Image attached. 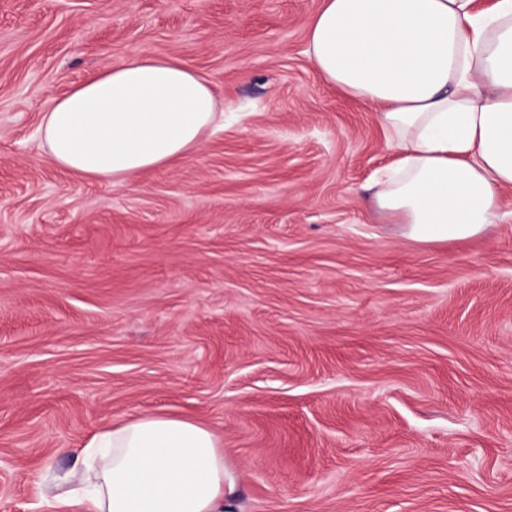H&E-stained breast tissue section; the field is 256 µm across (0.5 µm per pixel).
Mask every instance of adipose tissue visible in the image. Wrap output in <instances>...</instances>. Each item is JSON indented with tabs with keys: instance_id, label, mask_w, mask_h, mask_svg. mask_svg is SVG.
<instances>
[{
	"instance_id": "ef3b65f1",
	"label": "adipose tissue",
	"mask_w": 512,
	"mask_h": 512,
	"mask_svg": "<svg viewBox=\"0 0 512 512\" xmlns=\"http://www.w3.org/2000/svg\"><path fill=\"white\" fill-rule=\"evenodd\" d=\"M322 81L378 105L396 154L374 182L384 216L418 243L486 233L512 187V0H322L307 23ZM209 80L140 55L50 97L38 127L48 160L122 186L199 151L214 129ZM58 512H230L220 438L198 422L144 414L94 432Z\"/></svg>"
}]
</instances>
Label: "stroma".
<instances>
[{"label": "stroma", "instance_id": "1", "mask_svg": "<svg viewBox=\"0 0 512 512\" xmlns=\"http://www.w3.org/2000/svg\"><path fill=\"white\" fill-rule=\"evenodd\" d=\"M320 5L0 0V512L144 413L221 439L233 512H512V188L465 241L388 223ZM136 54L205 75L223 128L121 187L48 165V97Z\"/></svg>", "mask_w": 512, "mask_h": 512}]
</instances>
